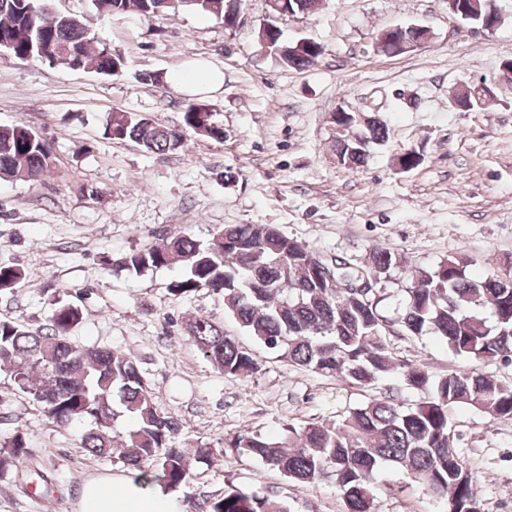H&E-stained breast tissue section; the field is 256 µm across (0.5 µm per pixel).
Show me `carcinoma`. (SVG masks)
<instances>
[{"instance_id": "carcinoma-1", "label": "carcinoma", "mask_w": 512, "mask_h": 512, "mask_svg": "<svg viewBox=\"0 0 512 512\" xmlns=\"http://www.w3.org/2000/svg\"><path fill=\"white\" fill-rule=\"evenodd\" d=\"M52 0H0V50L18 59L32 58L110 76L124 67L123 57L104 44L95 45L88 25L68 13H51ZM92 11L110 17L130 11L152 20L176 10L224 16L227 0H195L172 5L168 0H91ZM448 12L473 26L500 22L495 0H455ZM322 46L300 56L277 60L303 68L320 57ZM200 103L186 107L182 122L168 127L147 115L113 112L105 132L113 140H130L152 153L183 146L185 131L195 130ZM369 144L385 142L387 122L378 117L363 129ZM341 165L362 167L369 148L352 142L349 131H335ZM50 143L23 124L0 125V179L31 181L53 164ZM308 247L278 228L264 224H228L206 244L187 235L170 236L125 254L119 266L136 272L180 261L186 275L171 284L177 298L202 289L224 299V314L267 352L285 363L369 388L382 380L423 394L415 404L401 405L394 396L372 397L350 409L334 424L310 423L285 434L244 432L233 441L248 455L278 470L304 488L334 481L347 512H372L375 475L389 464L452 512H481L470 472L459 456L450 416L469 409L512 419V384L477 368L502 359L512 362V271L467 273L469 259L450 258L435 268L408 271L409 286L397 324L413 338L433 334L449 350L476 366L438 378L427 366L397 356L386 339L392 320L380 309L377 291L345 287L362 275L379 278L400 265L388 249H375L358 266L343 257L328 263L336 287L321 284L305 259ZM25 277L15 266H0V293L12 291ZM490 317H485V313ZM82 322L77 305L54 301L48 323L31 329L0 318V371L14 389L44 409L53 422L69 426L87 421L82 447L96 457L119 449L135 483L158 485L167 492L187 486L194 468L223 454L207 444L175 442L178 423L157 412L136 361L110 349L78 345L71 333ZM187 332L203 359L227 376L250 378L260 370L256 354L208 316H195ZM133 420L119 429L120 418ZM28 455L22 433L0 445V478ZM207 512H288L286 505L255 490L233 487L207 501Z\"/></svg>"}]
</instances>
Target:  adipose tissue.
Wrapping results in <instances>:
<instances>
[{
  "mask_svg": "<svg viewBox=\"0 0 512 512\" xmlns=\"http://www.w3.org/2000/svg\"><path fill=\"white\" fill-rule=\"evenodd\" d=\"M171 83L184 94L196 95L220 88L224 73L203 63H192L172 75ZM78 512H177V505L171 494L157 486L129 483L123 492H115L111 477L104 476L87 482Z\"/></svg>",
  "mask_w": 512,
  "mask_h": 512,
  "instance_id": "adipose-tissue-1",
  "label": "adipose tissue"
}]
</instances>
